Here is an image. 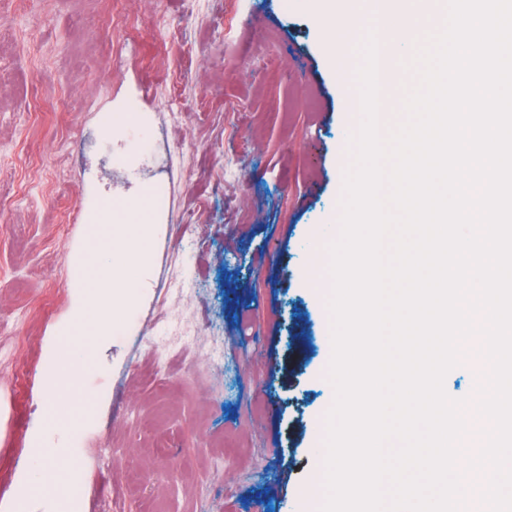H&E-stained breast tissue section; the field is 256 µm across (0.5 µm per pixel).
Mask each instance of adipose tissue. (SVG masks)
Instances as JSON below:
<instances>
[{
    "mask_svg": "<svg viewBox=\"0 0 512 512\" xmlns=\"http://www.w3.org/2000/svg\"><path fill=\"white\" fill-rule=\"evenodd\" d=\"M136 218L129 224L100 209L93 215L98 234L78 281L83 293L74 316L81 332L72 342L80 348L92 350L93 338L109 335L141 297L138 285L150 270L157 227L148 212H139Z\"/></svg>",
    "mask_w": 512,
    "mask_h": 512,
    "instance_id": "1",
    "label": "adipose tissue"
}]
</instances>
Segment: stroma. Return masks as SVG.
<instances>
[{
	"label": "stroma",
	"mask_w": 512,
	"mask_h": 512,
	"mask_svg": "<svg viewBox=\"0 0 512 512\" xmlns=\"http://www.w3.org/2000/svg\"><path fill=\"white\" fill-rule=\"evenodd\" d=\"M407 10L402 97L439 31L418 0ZM331 47L315 0H0V512H319L329 257L307 245L339 221L344 132L361 121L355 70ZM124 112L137 122L114 125ZM149 190L141 299L50 388L90 212L140 209ZM294 307L313 321L295 354L311 404L287 468L268 407ZM221 436L241 453L218 472L203 457ZM113 438L124 454L88 455ZM37 445L62 494L17 495Z\"/></svg>",
	"instance_id": "1"
}]
</instances>
